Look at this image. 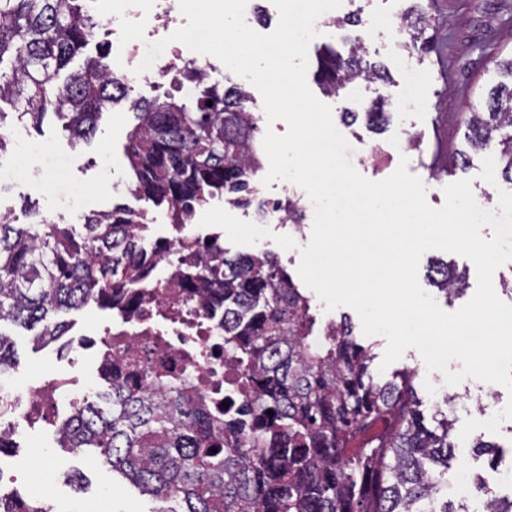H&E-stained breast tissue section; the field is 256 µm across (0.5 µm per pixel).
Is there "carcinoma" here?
Listing matches in <instances>:
<instances>
[{
	"label": "carcinoma",
	"mask_w": 512,
	"mask_h": 512,
	"mask_svg": "<svg viewBox=\"0 0 512 512\" xmlns=\"http://www.w3.org/2000/svg\"><path fill=\"white\" fill-rule=\"evenodd\" d=\"M86 0H0V104L37 127L47 116L64 121L74 142L95 137L102 111L130 96L113 76L108 53L85 60L57 79L89 44L98 26ZM403 47L424 51L428 19L408 7L400 16ZM361 46L347 57L329 49L320 84L337 94L361 79L383 78L362 65ZM503 81L470 106L464 123L470 152L488 153L512 185V55L496 61ZM198 89L186 103L172 94L135 99L136 124L124 152L133 191L166 205L182 224L209 197L226 194L237 206L256 200L262 169L258 123L242 90L229 93L189 65L178 71ZM212 105H207V102ZM379 98L367 120L389 123ZM291 226L305 214L280 205ZM34 232L0 216V322L41 326L36 341L65 332L48 316L93 300L133 311L168 288L157 278L158 242L145 247V216L116 205L84 217V232L42 215ZM199 239L185 245L183 300L203 295L224 307V351L238 368L241 406L251 417L244 433L200 406L188 385L172 388L169 371L145 365L125 350L112 366V413L75 409L59 430L63 448H97L104 462L160 501L180 500L184 512H467L444 490L454 459V422L426 423L405 368L385 383L369 373L372 347L357 342L347 317L317 325L311 300L277 256L233 254L213 261ZM432 285L450 302L464 294V274L446 261L431 267ZM14 365L12 342L0 332V373ZM273 415H268V411ZM485 512H512V497L485 492Z\"/></svg>",
	"instance_id": "obj_1"
}]
</instances>
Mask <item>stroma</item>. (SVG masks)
Instances as JSON below:
<instances>
[{
	"label": "stroma",
	"mask_w": 512,
	"mask_h": 512,
	"mask_svg": "<svg viewBox=\"0 0 512 512\" xmlns=\"http://www.w3.org/2000/svg\"><path fill=\"white\" fill-rule=\"evenodd\" d=\"M404 6V0H354L352 5L369 37L364 59L384 68L388 75L386 83L358 81L339 94L324 95L317 79L318 53L316 48H309L308 86L316 98L332 107L334 114L356 109L361 100L370 102L381 95L392 102L399 95L405 73L394 28ZM431 14L433 20L426 34L432 50L422 56L417 70L423 105L410 118L414 133L423 138V155L420 160L409 161L408 171L424 183L428 204L438 208L445 202L444 187L455 181L471 180L477 197L489 188L480 178L482 156H474L466 170L452 168L437 179L431 175V164L434 158L451 157L464 148L463 113L468 103L486 97L499 80L495 58L500 53H512V27L502 25L500 18L512 14V0H434ZM133 124L128 105L107 109L94 139L76 146L56 118H48L36 130L29 123L18 121L15 112H7L4 124L0 125L8 139L5 152L0 153V164L16 169L18 176L0 192V212H11L15 224L28 228L39 212L54 216L60 223H69L68 202L72 199L88 213L123 204L145 213L150 240L168 237L165 206L109 190L112 182H132L123 146ZM342 134L350 142L358 139L385 147L387 154L383 159L359 168L360 174L373 181L390 176L405 153L404 136L396 118L382 128L360 120L343 128ZM243 214V209L218 203L199 211L188 232L202 236L221 234L225 247L234 252L276 254L290 274H297L301 252L287 247L289 229L267 225L256 242L239 231L237 220ZM0 329L11 336L15 359L25 373L24 385L39 386L50 375L71 376L82 385L97 382L96 349L59 357L52 348L36 347L31 332L25 329L8 323ZM406 367L416 371L414 387L419 397L431 401L438 375L427 370L416 349H407L401 359L385 370L379 363H372L370 371L387 380L394 371ZM455 391L462 396L463 406L456 414L460 425L469 419L486 420L488 412L501 411L512 400V393L505 387L471 378L457 384ZM474 439L511 449L512 419L503 420L498 431L479 429L472 432L470 441L457 444L458 458L465 460L472 473L485 477L491 471L489 459L473 455L470 442ZM23 444V453L29 458L27 493L35 501L46 499L54 512H157L160 506L159 501L141 494L113 473L95 449L86 448L76 454L59 447L54 428L41 421H29Z\"/></svg>",
	"instance_id": "obj_1"
}]
</instances>
